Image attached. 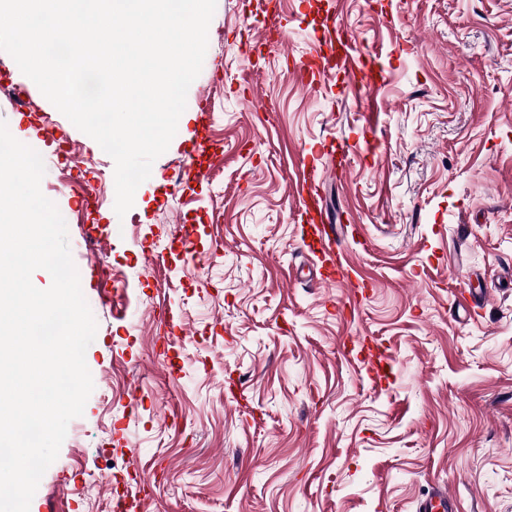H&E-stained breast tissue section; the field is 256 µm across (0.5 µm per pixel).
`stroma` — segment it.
<instances>
[{"label": "stroma", "instance_id": "35a3bbf8", "mask_svg": "<svg viewBox=\"0 0 512 512\" xmlns=\"http://www.w3.org/2000/svg\"><path fill=\"white\" fill-rule=\"evenodd\" d=\"M336 22L360 71L302 85ZM205 59L121 217L113 159L0 51V121L43 158L97 324L29 512H415L438 485L512 512V0H217ZM311 153L367 289L289 277L316 262Z\"/></svg>", "mask_w": 512, "mask_h": 512}]
</instances>
